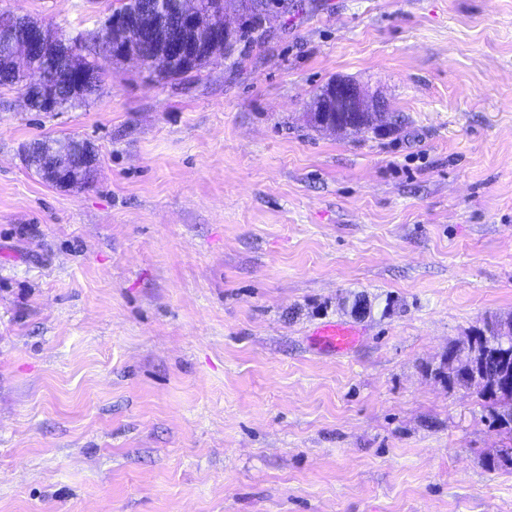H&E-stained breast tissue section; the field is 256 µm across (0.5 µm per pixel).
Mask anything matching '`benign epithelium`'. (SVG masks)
Segmentation results:
<instances>
[{
  "mask_svg": "<svg viewBox=\"0 0 512 512\" xmlns=\"http://www.w3.org/2000/svg\"><path fill=\"white\" fill-rule=\"evenodd\" d=\"M210 10L195 0H173L170 7L145 6L133 13L114 15L107 22L112 29V56L121 60L136 59L144 68L162 71L178 60L181 69L195 70L202 56L211 57L234 40L236 29L227 21L229 5L234 0H209ZM24 19L13 18L10 25L0 28V39L10 49L20 50L25 61L34 63L43 53L48 27L20 31ZM139 49L130 50V44ZM58 82L76 89H86L91 82L87 71L74 75L70 71L57 74ZM379 111V105L367 97L355 82L336 78L314 98L310 115L316 127L329 132H350L358 127L369 112ZM77 148L87 159V169L99 170L100 156L87 140H78Z\"/></svg>",
  "mask_w": 512,
  "mask_h": 512,
  "instance_id": "1",
  "label": "benign epithelium"
}]
</instances>
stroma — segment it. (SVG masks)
<instances>
[{"label":"stroma","instance_id":"obj_1","mask_svg":"<svg viewBox=\"0 0 512 512\" xmlns=\"http://www.w3.org/2000/svg\"><path fill=\"white\" fill-rule=\"evenodd\" d=\"M300 2L177 79L0 86V512H512V437L442 374L512 315V0ZM121 5L0 12L72 37ZM337 78L387 134L313 125ZM62 135L93 183L27 167ZM312 336L320 348L344 353L356 344L360 335L353 327L336 323L319 327Z\"/></svg>","mask_w":512,"mask_h":512}]
</instances>
